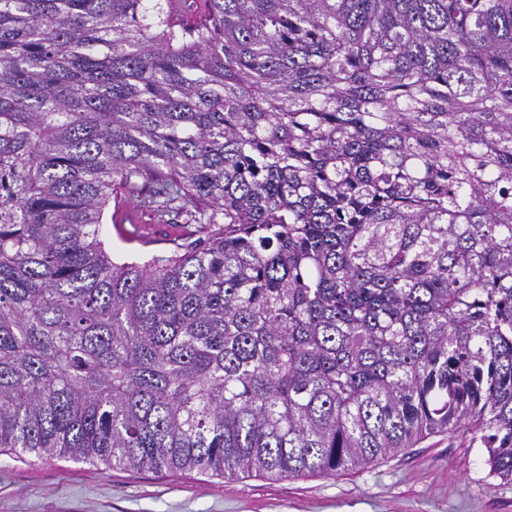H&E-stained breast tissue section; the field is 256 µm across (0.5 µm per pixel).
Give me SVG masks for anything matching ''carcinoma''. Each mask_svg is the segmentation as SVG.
<instances>
[{
    "mask_svg": "<svg viewBox=\"0 0 512 512\" xmlns=\"http://www.w3.org/2000/svg\"><path fill=\"white\" fill-rule=\"evenodd\" d=\"M202 4L0 0V455L512 481V0ZM125 206L117 213V224H113L112 214L114 203L104 211L101 226V237L107 249L111 252L113 260L122 262H144L154 255H163L170 245H158L153 241V235L161 234L165 238H175L181 234L184 225V216L171 213L165 217L164 222L158 223L153 214L139 206L137 197H128ZM126 217L136 219L135 229L129 223L122 224ZM134 230L137 234L132 235ZM137 235L140 238H137ZM148 238V239H147Z\"/></svg>",
    "mask_w": 512,
    "mask_h": 512,
    "instance_id": "cac0c4a2",
    "label": "carcinoma"
}]
</instances>
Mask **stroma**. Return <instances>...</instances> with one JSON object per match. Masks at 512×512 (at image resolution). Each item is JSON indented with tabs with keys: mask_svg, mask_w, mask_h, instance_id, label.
<instances>
[{
	"mask_svg": "<svg viewBox=\"0 0 512 512\" xmlns=\"http://www.w3.org/2000/svg\"><path fill=\"white\" fill-rule=\"evenodd\" d=\"M183 226L175 214L156 221L131 197L105 209L101 237L114 261L141 263L165 253L155 235L174 238ZM0 512H512V482L491 474L463 428L333 478L228 480L1 455Z\"/></svg>",
	"mask_w": 512,
	"mask_h": 512,
	"instance_id": "obj_1",
	"label": "stroma"
}]
</instances>
